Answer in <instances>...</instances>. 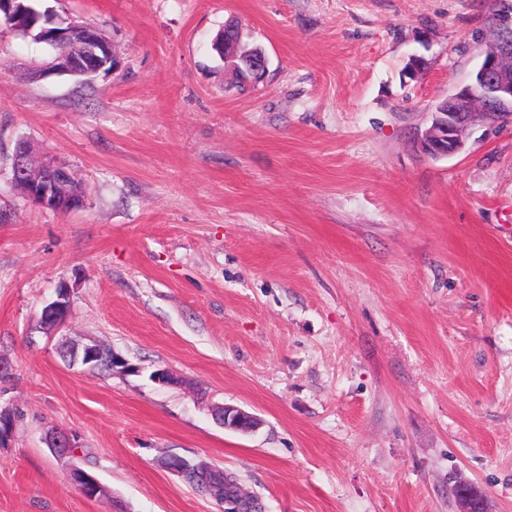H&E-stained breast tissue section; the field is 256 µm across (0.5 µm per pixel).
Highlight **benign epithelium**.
I'll return each mask as SVG.
<instances>
[{
    "instance_id": "obj_1",
    "label": "benign epithelium",
    "mask_w": 512,
    "mask_h": 512,
    "mask_svg": "<svg viewBox=\"0 0 512 512\" xmlns=\"http://www.w3.org/2000/svg\"><path fill=\"white\" fill-rule=\"evenodd\" d=\"M45 27L37 35L39 39L65 44L80 40V55L70 57L63 68L77 75L93 76L100 73L108 60L112 59V45L94 25L81 17H70L66 24L56 23L53 14L44 13ZM446 109L434 113L431 125L417 134L414 147L431 158L449 157L465 146L468 129L476 123L489 126L512 121V14L503 10L496 17L495 30L490 46L471 79L455 87L443 99ZM13 179L22 193L36 205L67 214L83 207V196L70 189L68 169L53 156L43 152L32 141L20 139L12 154ZM71 314V291L66 284L57 289L56 299L43 307L39 323L43 333L53 338L67 323ZM57 349L62 358L71 365H81L87 370H96L104 364L112 372L129 374L139 372L111 347L92 343L81 347L61 338ZM213 419L224 429L241 434L253 433L261 422L253 414L234 405H217L212 408ZM45 441L58 457L68 459L66 478L77 491L88 499H99L107 494V487L99 479L71 463L78 457L80 444L75 434L49 431ZM165 468L187 478H207L213 467L194 463L184 457L173 455L165 461ZM457 512H492L487 494L478 487L460 483L452 488ZM212 497L222 506V512H243L242 502L256 501V497L238 492V499Z\"/></svg>"
}]
</instances>
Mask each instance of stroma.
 Listing matches in <instances>:
<instances>
[{"label": "stroma", "mask_w": 512, "mask_h": 512, "mask_svg": "<svg viewBox=\"0 0 512 512\" xmlns=\"http://www.w3.org/2000/svg\"><path fill=\"white\" fill-rule=\"evenodd\" d=\"M41 5L98 26L121 66L31 81L52 50L0 32V512H220L170 454L267 512H456L460 481L512 512V123L448 158L412 143L481 63L491 0ZM230 19L269 59L243 90L211 49ZM23 137L83 208L14 186ZM63 281L64 336L138 373L61 359L38 318ZM215 404L262 425L224 430ZM51 429L110 498L66 481ZM165 468L171 471L172 473L182 477V478H188L189 476H192L194 478H208L209 474L213 472L214 468L202 464V463H194L190 460H187L184 457L173 455L170 456L164 463ZM213 475L209 477V483L212 484L213 482H220L222 483L224 487V493L223 497H218V492L216 490H213L212 497L222 506V510L224 512H245L241 510L242 508V501H250L255 502L252 505L249 506H255L257 504L260 505L259 501H256V497L252 495H248L246 493H243L240 489V487L237 484V493L239 500H235L232 498H229L225 500L224 494L227 496H230L236 492V487L234 485V481L237 480L236 476L232 473H224L222 471H217L212 473ZM225 480V484H224ZM261 506V505H260Z\"/></svg>", "instance_id": "obj_1"}]
</instances>
